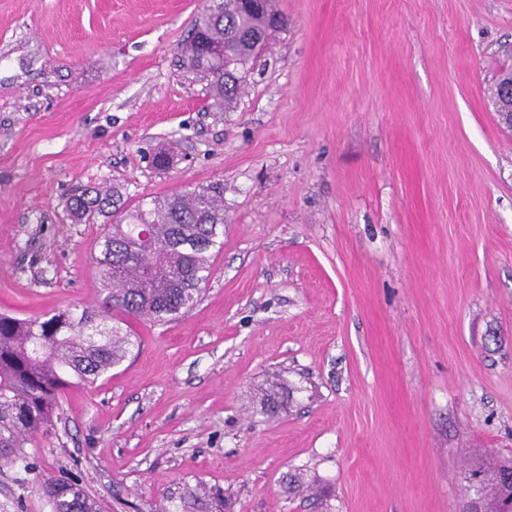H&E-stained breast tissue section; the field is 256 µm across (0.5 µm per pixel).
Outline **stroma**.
I'll use <instances>...</instances> for the list:
<instances>
[{"instance_id":"35a3bbf8","label":"stroma","mask_w":512,"mask_h":512,"mask_svg":"<svg viewBox=\"0 0 512 512\" xmlns=\"http://www.w3.org/2000/svg\"><path fill=\"white\" fill-rule=\"evenodd\" d=\"M203 2L0 0V313L101 304L74 187L224 199L200 301L64 391L36 473L103 512H321L296 476L331 512H467L464 471L512 458V0H277L227 110L184 64ZM23 476L0 512H50Z\"/></svg>"}]
</instances>
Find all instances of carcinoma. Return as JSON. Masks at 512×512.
<instances>
[{"instance_id": "1", "label": "carcinoma", "mask_w": 512, "mask_h": 512, "mask_svg": "<svg viewBox=\"0 0 512 512\" xmlns=\"http://www.w3.org/2000/svg\"><path fill=\"white\" fill-rule=\"evenodd\" d=\"M280 19L274 0L253 9L241 0H205L185 51L189 70L210 81L217 104L228 106L240 91L238 66L269 41ZM222 48V57L208 46ZM118 191L82 189L67 200L79 223L109 213ZM153 227V251L139 246L138 226ZM224 249V202L208 190H182L151 206L140 204L105 229L95 263L100 270L106 311L75 317L59 310L36 318L0 314V461L32 470L28 445L49 431L62 393L93 385L125 360L139 337L131 320L166 324L193 308L209 279L211 258ZM281 383H272L262 410L276 414L284 403ZM512 460L475 465L464 478H478L484 512H504L512 500ZM51 512H100L74 476L40 479Z\"/></svg>"}]
</instances>
